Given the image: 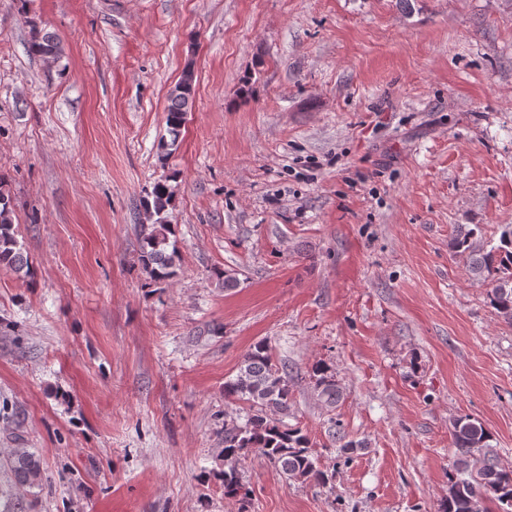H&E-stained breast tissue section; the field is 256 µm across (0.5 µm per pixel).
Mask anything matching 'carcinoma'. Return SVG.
Returning a JSON list of instances; mask_svg holds the SVG:
<instances>
[{
    "label": "carcinoma",
    "instance_id": "1",
    "mask_svg": "<svg viewBox=\"0 0 512 512\" xmlns=\"http://www.w3.org/2000/svg\"><path fill=\"white\" fill-rule=\"evenodd\" d=\"M32 50L55 60L59 57V42L54 35L35 28ZM194 97V75L187 70L169 94L166 123L170 140L161 145L162 155L168 156L177 149ZM172 199L169 185L158 182L144 200L154 222L142 239L141 262L158 282L174 275L176 249L170 243L172 230L167 220ZM12 215V198L0 189V268L28 277L31 264L17 240ZM450 246L454 253L466 258L475 280L492 283L490 302L503 321L512 325V224L505 225L497 245L477 240L476 229L459 226ZM314 375L320 397L329 406L336 404L340 390L334 376L322 367L315 368ZM224 394L244 403L247 410L244 424L224 425L221 452L225 496L241 502L249 499L250 490L239 480L236 464L253 453L266 458L290 479L327 482V474L313 458L307 435L298 427H288L281 419L292 405L288 369L274 362L265 342H256L244 354L235 378L224 382ZM489 441L490 434L480 422L467 416L453 422L451 447L460 467L448 475L443 512H480V503L486 499L495 503L497 512H512V466L500 461ZM7 467L14 486L32 489L39 485L42 466L30 449H12Z\"/></svg>",
    "mask_w": 512,
    "mask_h": 512
}]
</instances>
